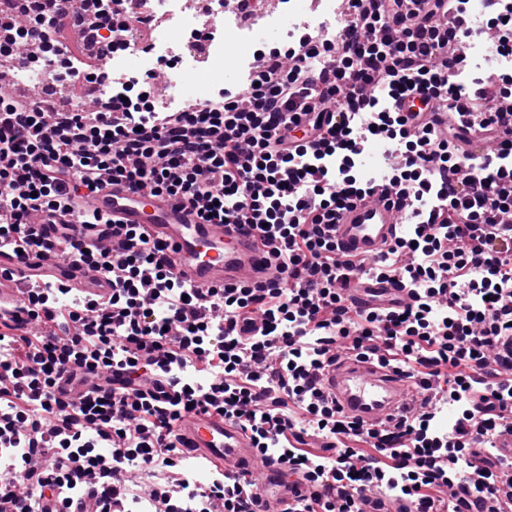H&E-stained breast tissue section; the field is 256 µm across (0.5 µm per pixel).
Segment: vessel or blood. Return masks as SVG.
<instances>
[{"label": "vessel or blood", "mask_w": 512, "mask_h": 512, "mask_svg": "<svg viewBox=\"0 0 512 512\" xmlns=\"http://www.w3.org/2000/svg\"><path fill=\"white\" fill-rule=\"evenodd\" d=\"M87 205L109 215L112 223L103 232L93 229L72 236V243L79 246L120 248L125 226L143 224L155 240L166 245L172 273L194 287L243 283L274 286L284 279L269 259L271 242L263 239L259 230L239 224L203 223L198 211L183 201L108 182L88 197ZM404 219V200L382 180L372 193L355 200L343 212L330 235L342 254L374 259L400 235ZM55 278L90 297H106L112 292L111 279L83 262L60 265L47 258L30 264L2 252L0 311L19 306L32 290ZM343 296L360 310L399 307L411 301L408 289L374 276L351 279ZM317 382L340 415L368 424H389L414 414L424 399L403 373L371 357L350 355L334 360L318 374ZM175 432L179 448L219 463L229 479H250L252 466L260 457L249 432L212 409L183 414ZM328 492L327 485L287 478L284 466L273 463L267 464L264 477L253 481L250 488L257 512H287L297 500L323 497ZM356 510L415 512L410 502L381 501L368 491L357 495Z\"/></svg>", "instance_id": "1"}]
</instances>
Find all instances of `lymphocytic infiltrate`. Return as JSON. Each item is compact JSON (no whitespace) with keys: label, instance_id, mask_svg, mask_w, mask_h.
Listing matches in <instances>:
<instances>
[{"label":"lymphocytic infiltrate","instance_id":"f902f5d3","mask_svg":"<svg viewBox=\"0 0 512 512\" xmlns=\"http://www.w3.org/2000/svg\"><path fill=\"white\" fill-rule=\"evenodd\" d=\"M454 0H349V20L335 40L306 37L286 62L257 71L238 92L175 110H154L113 95L96 111L51 112L24 98L0 97V252L56 254L36 239L34 217L59 224H102L79 202L104 180L147 188L196 206L208 223L263 227L288 288L239 285L200 290L178 282L165 246L138 225L120 249L91 254L112 280L104 299L76 295L55 302L65 285L32 293L23 316L0 315V441L32 454L55 451L51 472L27 470L14 493L16 512L35 499L82 482L101 512H126L133 481L104 476L87 445V425L116 453L141 460L162 483L165 512H182L171 470L184 453L175 425L192 406H217L238 421L260 454L289 475L332 482L337 498L304 501L289 512H355L364 490L412 499L417 512H466L445 490L464 471H480L476 494L493 492L507 464L485 456L512 428V381L481 372L499 337L512 335V224L488 221L512 211V140L499 142L478 170L455 163L461 132L444 136L421 114L406 118L397 100L414 91L450 103L468 96L486 134L512 126L484 92L455 81L447 46L463 34L439 25ZM413 138L407 165L427 174L423 188L390 185L411 201L403 234L376 260L341 255L327 229L369 194L337 180V159L360 154L369 138ZM435 189L438 205L426 207ZM375 274L409 288L411 304L386 313L353 311L340 293L354 274ZM263 328L252 334L253 319ZM377 355L395 368L443 384L440 399L411 419L376 429L336 414L316 374L336 345ZM194 362L214 376L210 389L180 381L174 364ZM107 370L116 387H77L78 369ZM150 377L155 392L125 396ZM464 407L444 441L429 439L447 406Z\"/></svg>","mask_w":512,"mask_h":512}]
</instances>
